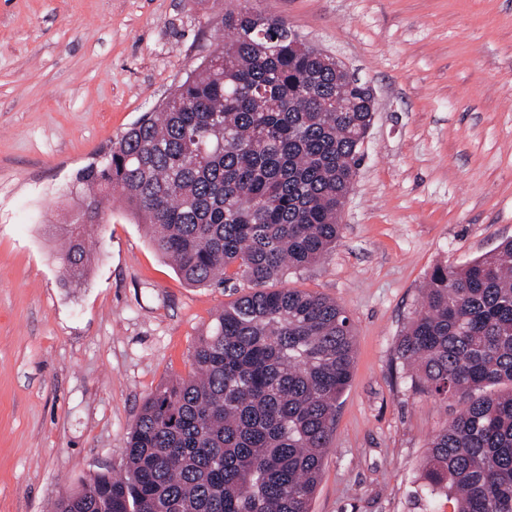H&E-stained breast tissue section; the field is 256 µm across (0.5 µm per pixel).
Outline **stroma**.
<instances>
[{"instance_id": "1", "label": "stroma", "mask_w": 512, "mask_h": 512, "mask_svg": "<svg viewBox=\"0 0 512 512\" xmlns=\"http://www.w3.org/2000/svg\"><path fill=\"white\" fill-rule=\"evenodd\" d=\"M235 0H0V512H53L123 470L146 398L187 376L230 288L184 281L106 209L84 287L62 282L63 192L222 38ZM343 59L375 119L318 264L282 281L342 305L355 364L309 512H452L425 495L460 410L412 390L394 346L439 264L512 239V0H251Z\"/></svg>"}]
</instances>
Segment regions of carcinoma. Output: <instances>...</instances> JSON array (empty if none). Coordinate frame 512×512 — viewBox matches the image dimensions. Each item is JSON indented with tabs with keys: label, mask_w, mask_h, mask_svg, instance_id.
<instances>
[{
	"label": "carcinoma",
	"mask_w": 512,
	"mask_h": 512,
	"mask_svg": "<svg viewBox=\"0 0 512 512\" xmlns=\"http://www.w3.org/2000/svg\"><path fill=\"white\" fill-rule=\"evenodd\" d=\"M250 0L211 22L227 39L75 175L61 235L63 285L116 196L188 283L253 291L224 306L192 372L149 395L125 474H99L54 512H309L355 331L325 296L267 284L320 261L369 123L363 85ZM411 388L462 411L429 441L425 490L452 512H512V240L437 265L395 346Z\"/></svg>",
	"instance_id": "obj_1"
}]
</instances>
